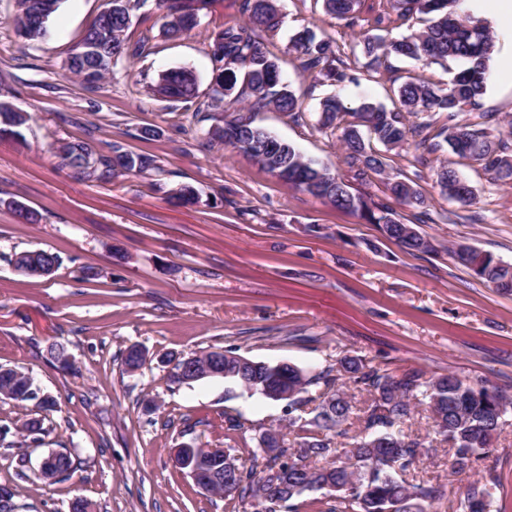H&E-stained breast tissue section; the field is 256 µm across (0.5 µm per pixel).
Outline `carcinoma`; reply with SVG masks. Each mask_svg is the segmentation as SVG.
Here are the masks:
<instances>
[{
	"mask_svg": "<svg viewBox=\"0 0 512 512\" xmlns=\"http://www.w3.org/2000/svg\"><path fill=\"white\" fill-rule=\"evenodd\" d=\"M147 0H112V12L99 14L77 45L68 62L70 73L89 88L96 87L112 70L111 54L120 59L137 56L141 48L130 47L125 31L132 12ZM278 0H245L247 21L211 33L215 60L221 63L217 80L224 95H235L237 101H248L254 110L274 107L293 112L298 103L292 91L282 82L278 59L263 51L255 38V29H275L280 22ZM458 0H387L377 13L375 24L398 23L415 15L427 16V24L397 38L376 36L363 42L364 55L375 63L380 56L411 59L429 58L465 62L466 67L453 74L445 88L410 79L397 89L400 108L386 110L370 104L361 107L365 113L369 135L387 147L399 145L412 132L422 141L432 140L437 151L448 145L461 158L472 159L492 169L503 181H512V157L509 144L490 124L493 116L482 124L459 120V114L478 104L488 86V62L495 47L489 28L461 17L454 9ZM62 0H16L18 26L27 32L26 40L39 42L47 34L48 22L58 11ZM166 9L164 28L177 36L195 27L187 21L180 0H163ZM357 0H323L325 13L349 27L354 24ZM294 47L302 54V69L328 79H342L343 60L334 41L310 29L298 33ZM195 73L177 68L163 73L154 91L175 101H190L196 90ZM433 112L446 114V122L434 135H426V125L407 129L404 114ZM343 119L340 100L330 95L321 102L319 123L330 127ZM28 121L25 113L0 101V129L13 136ZM212 135L254 158L264 169L286 184L329 201L336 208L358 215L366 224L376 225L388 239L418 253L433 251L431 242L416 232L407 233L410 225L392 207L377 204L355 194L343 179L327 169L306 160L290 143L273 138L271 150L262 148L265 130L244 116L224 122ZM347 165L360 176L367 170H384L383 160L366 151L365 142L356 125L344 128L342 136ZM112 154L98 151L91 143L74 139L59 147L62 163L75 169L82 178L105 181L124 171L145 172L157 168L156 159L145 154L123 152L112 146ZM436 184L442 194L463 205H470L474 192L469 182L447 166L436 172ZM392 194L403 203L421 201L420 193L408 182L391 186ZM455 260L474 276L503 294H512V264L504 263L489 253L470 246L453 251ZM14 266L26 269L29 277H49L59 265L56 254L46 250L24 251L12 259ZM224 352V380L262 395L272 401L287 402L288 427L301 433L297 448L283 445L284 435L269 429L263 436L262 448L252 452L253 464L247 465L237 449H224L220 461L206 448H187L190 463L212 473L224 483V498L247 503L252 512H279L288 507L298 512L299 500L310 490L327 489L328 498L314 502L320 512H423L421 502L435 501L446 494L439 484H408L398 474L413 467L423 443L402 433L400 426L410 420L421 406L430 412L438 432L451 443L452 466L458 473L469 470L480 451L487 448L504 425V417L512 408V400L484 386L465 383L454 374L425 378L421 370H406L397 375L385 366L369 365L353 357H343L336 365L318 371H306L280 362H257L253 367L240 365L233 347ZM352 382L370 397V403L354 414L352 397L344 387ZM8 391L14 401H38L43 410L56 406L52 398L39 399L32 394L26 374L15 368L0 367V392ZM314 405L313 416L303 418L304 407ZM357 426L361 436L342 448L332 447L333 440L344 438L349 427ZM45 434L43 419L27 420L19 431L20 444L32 445ZM74 471L70 455H57L52 475L54 483L66 479ZM499 476L489 471L483 480L472 484L461 506L463 512H483L492 506V489Z\"/></svg>",
	"mask_w": 512,
	"mask_h": 512,
	"instance_id": "1",
	"label": "carcinoma"
}]
</instances>
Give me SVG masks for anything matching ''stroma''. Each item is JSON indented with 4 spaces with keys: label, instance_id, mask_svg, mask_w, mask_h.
<instances>
[{
    "label": "stroma",
    "instance_id": "stroma-1",
    "mask_svg": "<svg viewBox=\"0 0 512 512\" xmlns=\"http://www.w3.org/2000/svg\"><path fill=\"white\" fill-rule=\"evenodd\" d=\"M380 0H359L353 26L327 15L321 0H280L277 30H257L279 61L301 115L267 108L248 112L216 81L212 31L243 23L244 0H213L198 26L176 38L164 31L157 0L132 14L125 33L142 45L120 59L90 89L67 61L105 0H63L44 41L17 32L15 0H0V101L29 117L21 139L0 140V366L29 373L41 394L56 399L44 412L36 402L0 398V427L43 417L41 443L0 446V486L15 490L17 512H69L82 496L94 512H230L223 497L203 492L172 461L175 448H258L285 405L256 393L230 390L221 378L189 384L171 379L172 362L194 352L235 347L251 360L288 361L316 370L342 357L408 368L427 375L456 374L512 397V295L477 279L449 254L466 244L512 264V184L459 158L450 147L429 152L410 136L382 155L383 173L351 180L342 130L318 122L328 95L348 112L371 102L392 110L397 89L415 77L446 87L462 62L383 57L369 64L365 38L377 35ZM462 8L486 21L496 36L487 92L470 123L484 114L512 121V22L492 0H464ZM310 28L339 46L346 79L331 84L304 73L292 36ZM186 67L197 76L191 101L154 93L160 75ZM293 144L305 159L350 179L355 193L392 205L435 247L406 250L372 224L283 183L250 155L213 139L210 129L239 115ZM76 137L102 151L149 154L156 169L124 172L106 182L76 177L58 149ZM449 166L468 180L475 199L463 206L441 195L435 172ZM410 182L424 204H404L389 190ZM192 186L195 204H170L171 192ZM23 204L38 215L22 222ZM44 249L58 255L53 276L28 278L14 254ZM64 346L63 366L51 345ZM140 347L142 368L127 372L126 350ZM242 414L250 428L229 430L226 414ZM425 447L409 476L444 485L431 512H460L471 483L489 471L500 484L493 512H512V414L473 468L451 470L449 445L426 419L406 423ZM52 452L70 453V478L45 484L39 464Z\"/></svg>",
    "mask_w": 512,
    "mask_h": 512
}]
</instances>
